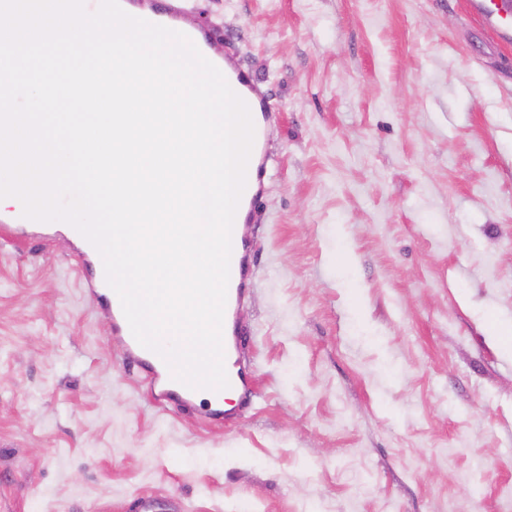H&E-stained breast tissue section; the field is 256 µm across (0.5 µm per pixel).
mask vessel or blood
<instances>
[{
    "mask_svg": "<svg viewBox=\"0 0 512 512\" xmlns=\"http://www.w3.org/2000/svg\"><path fill=\"white\" fill-rule=\"evenodd\" d=\"M472 12L482 19L485 25L493 29L502 40H512V27L501 20L502 5L497 0H471ZM151 23L179 31L187 35L198 50H205L209 43L208 31L190 21L187 10L180 0L178 4L161 15L150 18ZM254 124V142L250 154L247 175L251 178L260 177L263 168L265 129L268 114L265 106L250 105ZM254 243L246 233L242 224L234 225L232 230V254L230 259V277L227 287V298L224 311V365L229 387L242 391L247 387L248 373L242 365L238 353L240 336L237 328L238 311L253 284L251 253ZM110 303L112 333L120 346L123 359L136 364L142 383L149 390L156 407L166 408L170 402H177L185 408L192 407L198 392L175 380L167 363L155 352L143 347L134 337L123 313L120 299L113 289H105Z\"/></svg>",
    "mask_w": 512,
    "mask_h": 512,
    "instance_id": "obj_1",
    "label": "vessel or blood"
}]
</instances>
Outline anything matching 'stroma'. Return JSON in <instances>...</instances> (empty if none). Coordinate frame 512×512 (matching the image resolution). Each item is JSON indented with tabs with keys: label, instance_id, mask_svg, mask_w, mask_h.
Listing matches in <instances>:
<instances>
[{
	"label": "stroma",
	"instance_id": "obj_1",
	"mask_svg": "<svg viewBox=\"0 0 512 512\" xmlns=\"http://www.w3.org/2000/svg\"><path fill=\"white\" fill-rule=\"evenodd\" d=\"M270 114L232 420L155 409L62 221L0 239V512H512V45L467 0H188Z\"/></svg>",
	"mask_w": 512,
	"mask_h": 512
}]
</instances>
